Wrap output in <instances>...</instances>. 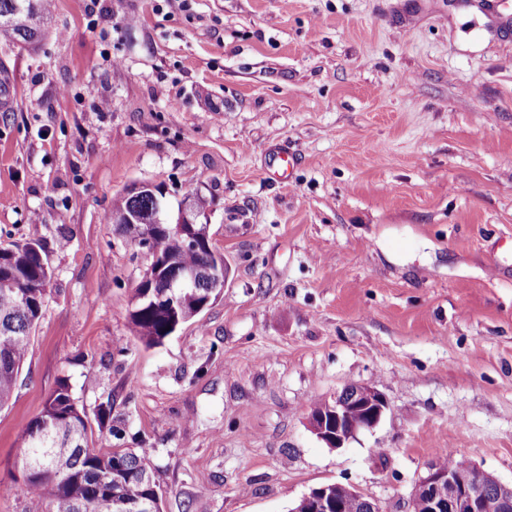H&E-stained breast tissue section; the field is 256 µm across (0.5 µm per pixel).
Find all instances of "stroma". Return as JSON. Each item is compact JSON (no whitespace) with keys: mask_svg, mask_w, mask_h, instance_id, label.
I'll use <instances>...</instances> for the list:
<instances>
[{"mask_svg":"<svg viewBox=\"0 0 512 512\" xmlns=\"http://www.w3.org/2000/svg\"><path fill=\"white\" fill-rule=\"evenodd\" d=\"M1 80L0 241L40 240L54 278L0 409V512L64 378L153 449L163 512L329 483L405 512L441 448L512 485V0H54ZM135 184L205 196L228 266L151 348V257L106 220ZM351 383L389 408L327 447L306 410Z\"/></svg>","mask_w":512,"mask_h":512,"instance_id":"stroma-1","label":"stroma"}]
</instances>
